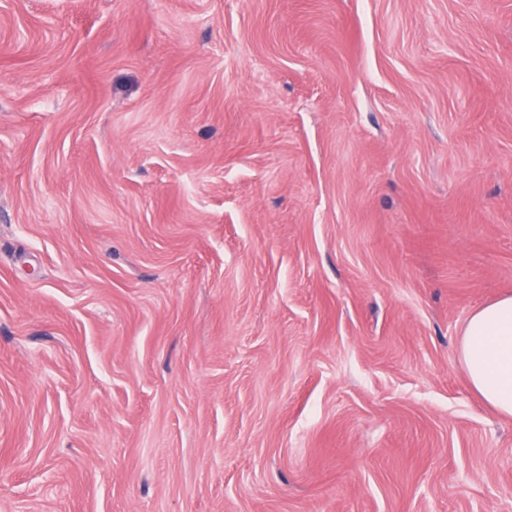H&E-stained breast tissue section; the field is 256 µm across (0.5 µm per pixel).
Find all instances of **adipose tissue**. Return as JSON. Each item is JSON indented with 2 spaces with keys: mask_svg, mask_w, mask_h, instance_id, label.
<instances>
[{
  "mask_svg": "<svg viewBox=\"0 0 512 512\" xmlns=\"http://www.w3.org/2000/svg\"><path fill=\"white\" fill-rule=\"evenodd\" d=\"M459 351L471 388L496 412L512 416V296L471 314Z\"/></svg>",
  "mask_w": 512,
  "mask_h": 512,
  "instance_id": "adipose-tissue-1",
  "label": "adipose tissue"
}]
</instances>
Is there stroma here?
I'll return each instance as SVG.
<instances>
[{
    "mask_svg": "<svg viewBox=\"0 0 512 512\" xmlns=\"http://www.w3.org/2000/svg\"><path fill=\"white\" fill-rule=\"evenodd\" d=\"M507 294L512 0H0V512H512ZM459 351L471 388L496 412L512 416V296L471 314Z\"/></svg>",
    "mask_w": 512,
    "mask_h": 512,
    "instance_id": "obj_1",
    "label": "stroma"
}]
</instances>
